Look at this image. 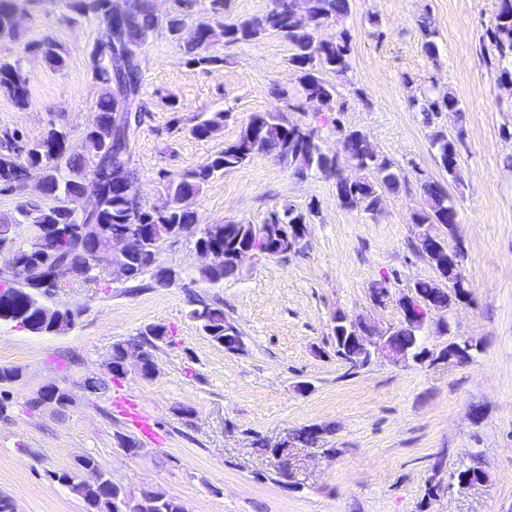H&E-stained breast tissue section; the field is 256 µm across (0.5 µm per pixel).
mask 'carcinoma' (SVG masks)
Masks as SVG:
<instances>
[{"instance_id": "cac0c4a2", "label": "carcinoma", "mask_w": 512, "mask_h": 512, "mask_svg": "<svg viewBox=\"0 0 512 512\" xmlns=\"http://www.w3.org/2000/svg\"><path fill=\"white\" fill-rule=\"evenodd\" d=\"M14 0H0V44L18 41L19 24L15 17ZM111 0H66L69 10L79 15L93 14L103 20L109 15ZM184 9L169 15L165 22L156 16L151 0H128L124 10L112 16V25L118 29L103 31V40L89 51V64L102 92L97 99L91 123L85 128L78 146L70 142V135L63 128L52 127L39 142L29 143L18 131H0V192L21 189L36 176L41 194L54 201L44 207L32 200L17 210V215L0 224V252L17 251L24 262L22 276L5 278L0 283V324H11L36 335L58 334L73 327L74 315L70 311L47 314V300L52 294L41 286L50 271L66 259L88 263L96 279L95 254L107 251L112 240L137 231L148 237L144 253L128 265L126 279L136 282L157 268L160 244L171 236L182 234L193 224H199L190 201L198 195L215 176L248 165L259 154H272L303 177L319 173L336 177L341 160L351 163L358 171L348 184H336V197L346 209L375 215L381 208L384 194L397 193L405 179L393 162L379 155L360 132L346 129L335 120L336 132L341 136L343 156L325 153L319 144L318 131L304 127L305 134L290 126L287 111H301L307 101L314 102L319 110L341 111L337 107L336 85L327 81L323 74L331 72L346 77L351 68L352 38L342 27L350 10V0H309V11L315 22L297 25L278 4L262 16L224 22L226 0H209L211 19L199 23L197 36L184 40L181 30L189 16L192 0H179ZM334 23L340 26L330 39L318 37L319 29ZM421 48L429 58L439 55L438 32L424 10L420 17ZM159 30L179 42L186 64L208 68L222 59L206 54L215 42L226 45L256 42L266 35L276 34L286 39L292 53L289 66L297 75L293 88L279 87L275 95L283 107L274 112H255L237 139L224 144V150L209 158L202 166L168 178L164 183L165 201L156 208L146 210L140 203L135 189L137 172L132 157L135 138L142 124L141 70L139 57L142 47ZM484 37L489 49L497 53L498 61L512 58V0H498L492 24ZM41 52L50 67L65 66L64 56L58 46L49 40L42 42ZM28 77L22 68L6 56L0 57V94L14 102L29 105ZM410 106L421 112L427 126L433 128L432 145L436 159L447 175V181L426 180L421 183L422 207L412 214L414 225L412 249L416 256L436 265L428 250L427 241L438 231L443 238L456 237L459 216L455 200L448 192V184L463 183L459 159L464 144L463 127L456 134L436 128V120L443 112L463 120V106L451 92L434 96L422 93L409 100ZM226 115L216 119H204L195 124L192 133L199 139L212 137ZM103 178L102 193L96 210L88 215L74 213L68 204L76 201L84 192L86 181ZM318 214L317 203L311 201L299 209L290 204L282 210L271 212L262 226L254 224H206L203 226L205 248L215 253L216 262L203 269V277L211 283H220L224 277L235 276L233 255L242 249L255 250L258 258L281 257L289 251L279 247L273 239L265 238L274 225H301L307 232V224ZM81 224L103 226L102 236L85 239L77 235ZM31 225L36 228L53 225L54 238L48 247L32 241L25 248H15L13 227ZM191 317L213 341L231 352L234 341L241 332L218 304L204 303L191 311ZM336 356L348 361L359 360L356 368H364L371 362L367 351L347 347L334 342ZM139 512H185L183 506L161 491L145 492L137 499ZM92 512H112V477L106 476L100 495L89 503Z\"/></svg>"}]
</instances>
